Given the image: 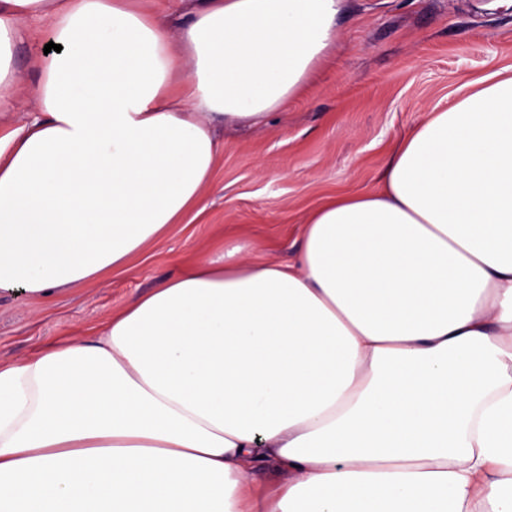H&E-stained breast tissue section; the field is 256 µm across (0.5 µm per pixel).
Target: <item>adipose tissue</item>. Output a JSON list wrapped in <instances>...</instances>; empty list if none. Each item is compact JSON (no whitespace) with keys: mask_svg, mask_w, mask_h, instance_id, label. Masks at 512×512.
<instances>
[{"mask_svg":"<svg viewBox=\"0 0 512 512\" xmlns=\"http://www.w3.org/2000/svg\"><path fill=\"white\" fill-rule=\"evenodd\" d=\"M0 0V292L99 280L300 97L345 0ZM61 52L16 64L29 22ZM295 264L198 261L0 364V512H512V75L468 83ZM286 480L253 487L265 466Z\"/></svg>","mask_w":512,"mask_h":512,"instance_id":"ef3b65f1","label":"adipose tissue"}]
</instances>
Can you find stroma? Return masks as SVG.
Returning a JSON list of instances; mask_svg holds the SVG:
<instances>
[{"label": "stroma", "mask_w": 512, "mask_h": 512, "mask_svg": "<svg viewBox=\"0 0 512 512\" xmlns=\"http://www.w3.org/2000/svg\"><path fill=\"white\" fill-rule=\"evenodd\" d=\"M512 73V6L501 0H347L336 54L265 123L218 131L224 145L205 209L171 225L125 270L46 298L0 293V362L98 335L112 314L185 264L243 245L293 262L307 215L336 194L378 188L390 152L468 81Z\"/></svg>", "instance_id": "35a3bbf8"}]
</instances>
